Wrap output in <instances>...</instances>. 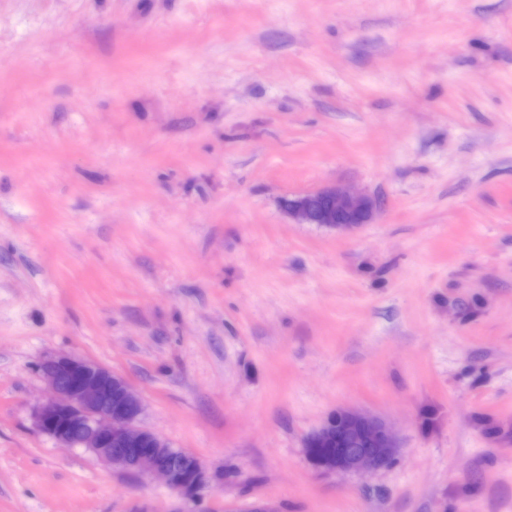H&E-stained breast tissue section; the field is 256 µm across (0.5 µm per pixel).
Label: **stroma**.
<instances>
[{
	"label": "stroma",
	"instance_id": "1",
	"mask_svg": "<svg viewBox=\"0 0 512 512\" xmlns=\"http://www.w3.org/2000/svg\"><path fill=\"white\" fill-rule=\"evenodd\" d=\"M59 354L206 512H512V0H0V512H192L37 429ZM340 406L391 466L312 468ZM324 199L329 203L325 209H316L315 201ZM291 200L287 202V207ZM377 208L376 200L361 192H352L337 186L305 195L293 201L289 215L297 224H324L343 231H351L371 219Z\"/></svg>",
	"mask_w": 512,
	"mask_h": 512
}]
</instances>
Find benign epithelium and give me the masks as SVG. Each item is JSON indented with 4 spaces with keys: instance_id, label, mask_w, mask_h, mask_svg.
<instances>
[{
    "instance_id": "benign-epithelium-1",
    "label": "benign epithelium",
    "mask_w": 512,
    "mask_h": 512,
    "mask_svg": "<svg viewBox=\"0 0 512 512\" xmlns=\"http://www.w3.org/2000/svg\"><path fill=\"white\" fill-rule=\"evenodd\" d=\"M329 203L317 209L315 201ZM376 200L337 186L293 201L289 215L297 224H324L351 231L371 219ZM39 371L51 396L34 409L37 428L66 448L92 450L115 469L153 474L181 497L193 501L212 476L190 452L169 456V444L140 425L138 393L108 368L69 355L44 360ZM308 461L321 473L342 475L391 465L401 444L386 420L350 407L327 415L303 443Z\"/></svg>"
}]
</instances>
